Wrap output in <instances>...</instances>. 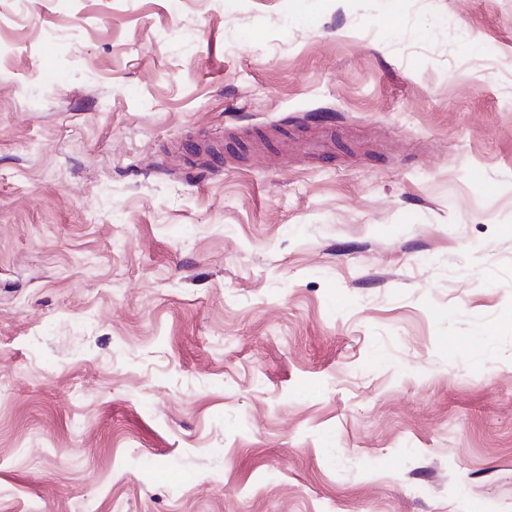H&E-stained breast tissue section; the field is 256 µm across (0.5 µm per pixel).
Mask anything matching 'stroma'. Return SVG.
I'll use <instances>...</instances> for the list:
<instances>
[{"label": "stroma", "instance_id": "stroma-1", "mask_svg": "<svg viewBox=\"0 0 512 512\" xmlns=\"http://www.w3.org/2000/svg\"><path fill=\"white\" fill-rule=\"evenodd\" d=\"M0 0V512H512V0Z\"/></svg>", "mask_w": 512, "mask_h": 512}]
</instances>
